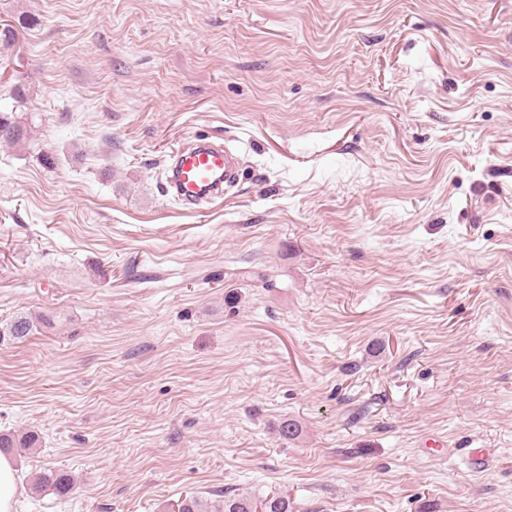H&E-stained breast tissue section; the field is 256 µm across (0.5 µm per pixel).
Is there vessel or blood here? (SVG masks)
Returning <instances> with one entry per match:
<instances>
[{
  "instance_id": "1",
  "label": "vessel or blood",
  "mask_w": 512,
  "mask_h": 512,
  "mask_svg": "<svg viewBox=\"0 0 512 512\" xmlns=\"http://www.w3.org/2000/svg\"><path fill=\"white\" fill-rule=\"evenodd\" d=\"M238 175L236 154L229 147L200 136L176 150L163 190L184 204L196 205L222 197Z\"/></svg>"
}]
</instances>
